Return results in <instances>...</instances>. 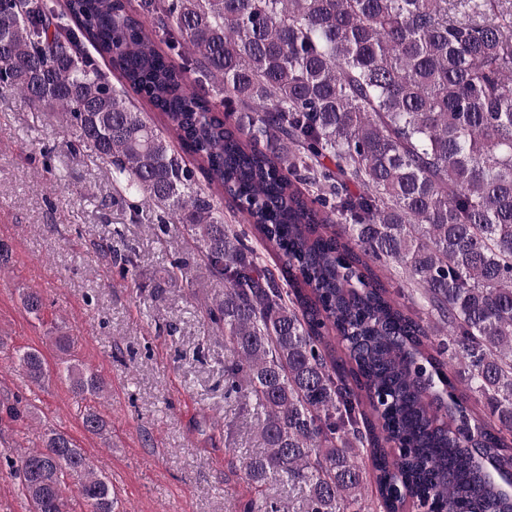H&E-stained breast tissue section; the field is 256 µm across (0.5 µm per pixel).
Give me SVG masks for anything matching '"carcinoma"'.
<instances>
[{"label":"carcinoma","instance_id":"carcinoma-1","mask_svg":"<svg viewBox=\"0 0 512 512\" xmlns=\"http://www.w3.org/2000/svg\"><path fill=\"white\" fill-rule=\"evenodd\" d=\"M3 92L64 113L114 200L186 232L225 398L257 418L249 485L285 481L304 512H512V0H0ZM87 467L58 432L21 455L32 512H68L78 472L86 512H115Z\"/></svg>","mask_w":512,"mask_h":512}]
</instances>
